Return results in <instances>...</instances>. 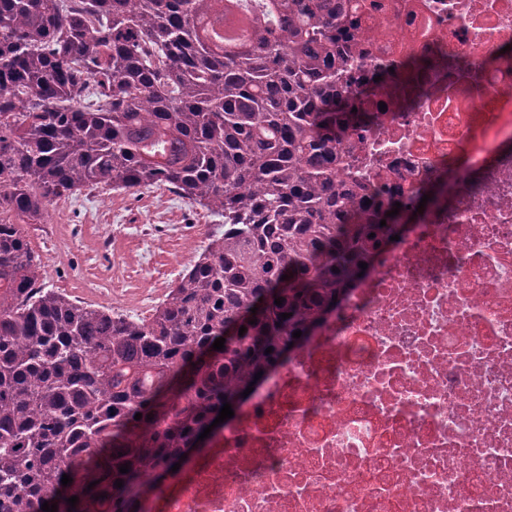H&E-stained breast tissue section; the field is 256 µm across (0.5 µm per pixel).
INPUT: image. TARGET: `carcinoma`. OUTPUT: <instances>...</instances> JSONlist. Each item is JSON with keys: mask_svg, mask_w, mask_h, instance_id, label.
<instances>
[{"mask_svg": "<svg viewBox=\"0 0 512 512\" xmlns=\"http://www.w3.org/2000/svg\"><path fill=\"white\" fill-rule=\"evenodd\" d=\"M352 27L350 0H0V512H139L375 244L443 197L440 171L389 217L381 187L360 199L337 180L350 131L376 121L344 81ZM103 187L224 219L147 317L41 281L24 225Z\"/></svg>", "mask_w": 512, "mask_h": 512, "instance_id": "cac0c4a2", "label": "carcinoma"}]
</instances>
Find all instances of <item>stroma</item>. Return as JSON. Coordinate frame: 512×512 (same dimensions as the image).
<instances>
[{
    "instance_id": "stroma-1",
    "label": "stroma",
    "mask_w": 512,
    "mask_h": 512,
    "mask_svg": "<svg viewBox=\"0 0 512 512\" xmlns=\"http://www.w3.org/2000/svg\"><path fill=\"white\" fill-rule=\"evenodd\" d=\"M116 228L111 254L97 250L98 227ZM140 224L146 236H157L159 224H183L190 232L178 243L160 237L155 249L153 272L141 275L135 293L114 276L112 259L130 250L122 228ZM218 225L217 218L200 206L190 204L165 189L153 188L131 194L122 190L99 189L74 196L69 207L50 202L41 223L27 225L31 245L42 260V275L47 286L68 297L93 306L132 317L149 315L166 293L155 284L165 269L184 270L207 244Z\"/></svg>"
}]
</instances>
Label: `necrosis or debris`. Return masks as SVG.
<instances>
[{
    "instance_id": "4bbe7bcc",
    "label": "necrosis or debris",
    "mask_w": 512,
    "mask_h": 512,
    "mask_svg": "<svg viewBox=\"0 0 512 512\" xmlns=\"http://www.w3.org/2000/svg\"><path fill=\"white\" fill-rule=\"evenodd\" d=\"M354 3V78L391 72L340 180L459 190L141 512H512V0Z\"/></svg>"
}]
</instances>
